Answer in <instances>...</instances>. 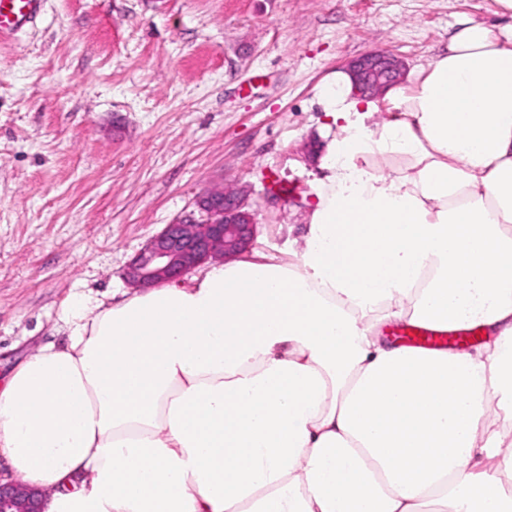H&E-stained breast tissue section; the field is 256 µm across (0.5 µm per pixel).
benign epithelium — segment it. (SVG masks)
Masks as SVG:
<instances>
[{
  "instance_id": "obj_1",
  "label": "benign epithelium",
  "mask_w": 512,
  "mask_h": 512,
  "mask_svg": "<svg viewBox=\"0 0 512 512\" xmlns=\"http://www.w3.org/2000/svg\"><path fill=\"white\" fill-rule=\"evenodd\" d=\"M360 94L382 95L406 72L401 57L372 52L348 63ZM197 212L167 224L133 257L124 273L135 288L177 282L208 261H226L248 252L255 238L248 198L240 191L215 187L196 200ZM46 496L22 483L0 484V512H45Z\"/></svg>"
}]
</instances>
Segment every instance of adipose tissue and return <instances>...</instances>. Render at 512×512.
Returning a JSON list of instances; mask_svg holds the SVG:
<instances>
[{"label": "adipose tissue", "instance_id": "adipose-tissue-1", "mask_svg": "<svg viewBox=\"0 0 512 512\" xmlns=\"http://www.w3.org/2000/svg\"><path fill=\"white\" fill-rule=\"evenodd\" d=\"M322 171L294 260L215 262L0 382L9 479L47 512H512V24L460 22L387 93L318 89ZM480 325L416 351L384 321Z\"/></svg>", "mask_w": 512, "mask_h": 512}]
</instances>
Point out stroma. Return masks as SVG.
Instances as JSON below:
<instances>
[{
  "instance_id": "obj_1",
  "label": "stroma",
  "mask_w": 512,
  "mask_h": 512,
  "mask_svg": "<svg viewBox=\"0 0 512 512\" xmlns=\"http://www.w3.org/2000/svg\"><path fill=\"white\" fill-rule=\"evenodd\" d=\"M495 0H44L0 37V377L61 341L204 191L244 189L253 252L287 258L320 175L325 77L372 51L426 64ZM294 188L284 196L273 180Z\"/></svg>"
}]
</instances>
